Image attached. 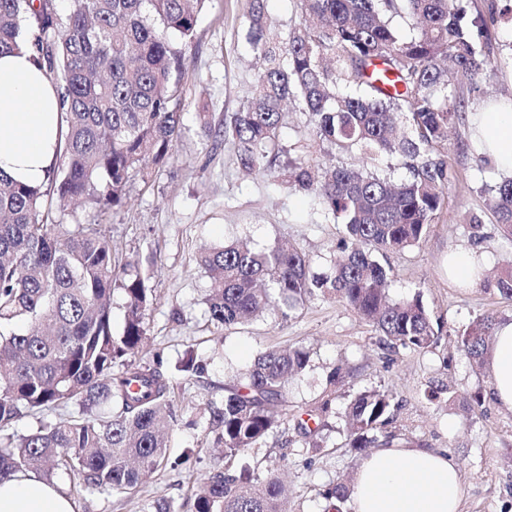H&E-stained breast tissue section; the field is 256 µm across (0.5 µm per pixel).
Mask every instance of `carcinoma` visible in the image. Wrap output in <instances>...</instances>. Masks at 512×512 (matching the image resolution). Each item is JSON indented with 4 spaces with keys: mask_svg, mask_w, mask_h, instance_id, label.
I'll return each instance as SVG.
<instances>
[{
    "mask_svg": "<svg viewBox=\"0 0 512 512\" xmlns=\"http://www.w3.org/2000/svg\"><path fill=\"white\" fill-rule=\"evenodd\" d=\"M210 0H0V56L31 48L60 90L59 155L47 186L0 175V482L31 471L44 480L60 467L82 475L85 488L123 493L169 463L172 380L135 359L153 299L149 274L124 264L99 221L58 219L81 202L96 216L122 208L133 173L161 167L181 136L186 52ZM288 40L266 32L253 0L246 36L261 60L242 108L207 135L232 139L242 166L256 175L278 166L283 104L311 114L321 141L354 146L377 160L395 155L411 177L399 184L364 168L316 171L306 157L282 167L288 183L312 190L345 224L332 272L311 273L306 255L279 241L263 250L239 243L200 256L211 273L208 319L245 323L271 308L292 309L314 291L345 300L404 349L438 340L420 296L393 303L380 257L419 244L444 201L448 167L432 157L458 111L453 70L471 81L512 62L482 45L484 21L464 23L461 0H299ZM400 18L418 33L403 38ZM494 212L512 240V177L496 186ZM125 296L122 332L112 330V295ZM493 317L455 336L473 360L489 349ZM309 354L299 347L259 353L243 381L224 386L210 414L224 467L210 474L188 512H283L286 488L274 473L256 476L247 461L288 421V381ZM76 403L81 415L41 421L27 435L8 433L28 416ZM394 395L358 392L347 406L346 438L364 453L391 446L385 432ZM327 398L297 423L318 446ZM325 512H342L344 483L325 489Z\"/></svg>",
    "mask_w": 512,
    "mask_h": 512,
    "instance_id": "carcinoma-1",
    "label": "carcinoma"
}]
</instances>
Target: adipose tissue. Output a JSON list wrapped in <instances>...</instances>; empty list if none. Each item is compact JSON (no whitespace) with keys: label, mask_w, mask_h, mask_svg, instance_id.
Wrapping results in <instances>:
<instances>
[{"label":"adipose tissue","mask_w":512,"mask_h":512,"mask_svg":"<svg viewBox=\"0 0 512 512\" xmlns=\"http://www.w3.org/2000/svg\"><path fill=\"white\" fill-rule=\"evenodd\" d=\"M60 96L28 50L0 56V174L28 185L47 180L58 149ZM473 136L497 171L512 176V112L470 116ZM491 396L512 411V321L499 324L488 355ZM463 475L447 452L376 448L353 481L354 512H460ZM0 512H74L58 486L31 472L0 484Z\"/></svg>","instance_id":"ef3b65f1"}]
</instances>
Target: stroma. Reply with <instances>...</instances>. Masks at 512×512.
Returning <instances> with one entry per match:
<instances>
[{
  "label": "stroma",
  "instance_id": "stroma-1",
  "mask_svg": "<svg viewBox=\"0 0 512 512\" xmlns=\"http://www.w3.org/2000/svg\"><path fill=\"white\" fill-rule=\"evenodd\" d=\"M250 4L213 0L201 14L187 53L182 137L151 185L133 179L126 205L111 213L104 227L119 260L152 264L148 286L155 300L145 313L142 354L148 360L159 357L173 381L172 463L127 493L89 491L80 475L63 471L56 484L75 512H142L156 500L186 512L197 478L224 464L211 447L209 422L225 385L242 380L261 351L299 345L309 350L310 361L288 386L295 416L249 459L258 476L277 469L288 487V512H324L322 490L353 482L363 457L344 436L345 408L357 392L371 387L396 397L399 408L388 427L396 439L455 457L465 477L461 512H512V411L490 399L487 364L474 362L453 343L456 332L479 317L512 321V298L489 281L512 264V245L490 208L501 177L480 154L465 119L466 113L484 111L500 93L512 94V66L477 83H458L465 115L449 125L447 141L434 151L448 166L444 204L420 245L386 257L390 299L421 295L440 336L436 345L422 351L397 347L341 298L319 291L295 310L272 311L227 330L210 323L206 313L210 279L197 264L204 249L241 241L261 250L285 240L307 255L313 273L327 274L344 236L343 225L322 209L314 193L289 188L275 172L246 174L234 142L206 137L202 130L200 113L223 121L240 109L254 84L258 62L245 39ZM464 6L468 15L490 18L494 48L512 43V0H464ZM280 146L291 157L363 164L359 151L335 150L319 141L308 112L297 103L284 114ZM470 248L481 255L486 278L470 286L451 283L446 256ZM189 350L203 365L202 373L179 371ZM336 368L341 378L332 387L327 375ZM477 391L485 400L468 409L462 396ZM327 395L333 398L330 429L313 448L296 424Z\"/></svg>",
  "mask_w": 512,
  "mask_h": 512
}]
</instances>
